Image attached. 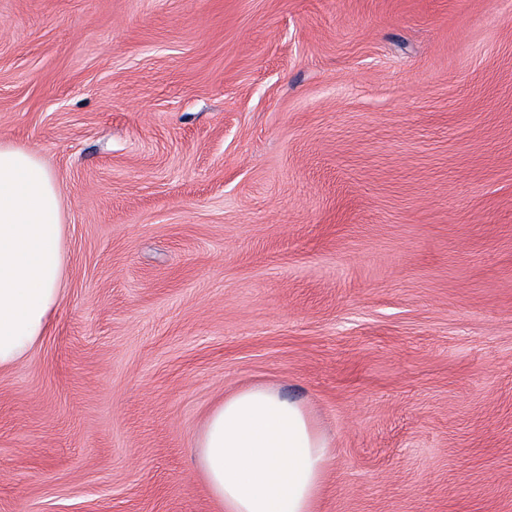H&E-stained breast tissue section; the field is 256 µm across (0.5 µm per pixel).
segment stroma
Here are the masks:
<instances>
[{"label": "stroma", "mask_w": 512, "mask_h": 512, "mask_svg": "<svg viewBox=\"0 0 512 512\" xmlns=\"http://www.w3.org/2000/svg\"><path fill=\"white\" fill-rule=\"evenodd\" d=\"M66 291L0 372V512H223L252 385L315 512H512V0H0V141ZM197 448L224 512H314L330 444L298 402L266 386L239 390L211 411Z\"/></svg>", "instance_id": "35a3bbf8"}]
</instances>
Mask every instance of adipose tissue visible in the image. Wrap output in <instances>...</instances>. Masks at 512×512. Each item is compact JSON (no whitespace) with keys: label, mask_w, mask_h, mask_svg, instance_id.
<instances>
[{"label":"adipose tissue","mask_w":512,"mask_h":512,"mask_svg":"<svg viewBox=\"0 0 512 512\" xmlns=\"http://www.w3.org/2000/svg\"><path fill=\"white\" fill-rule=\"evenodd\" d=\"M61 187L33 150L0 142V371L45 336L65 286ZM198 465L224 512H314L330 444L305 408L266 386L209 414Z\"/></svg>","instance_id":"1"}]
</instances>
